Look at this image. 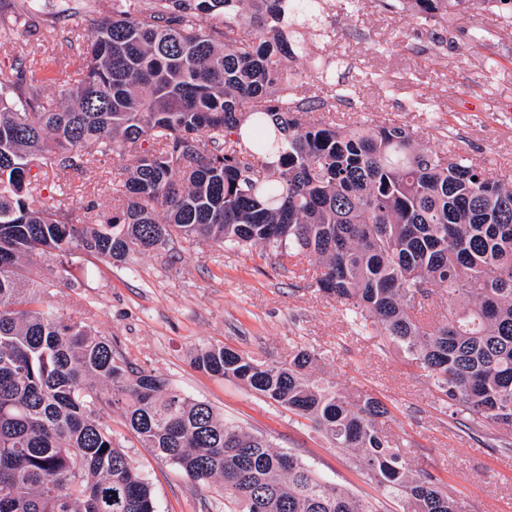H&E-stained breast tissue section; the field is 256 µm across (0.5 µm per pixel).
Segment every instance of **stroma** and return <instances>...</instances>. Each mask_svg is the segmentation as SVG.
<instances>
[{"label": "stroma", "instance_id": "1", "mask_svg": "<svg viewBox=\"0 0 512 512\" xmlns=\"http://www.w3.org/2000/svg\"><path fill=\"white\" fill-rule=\"evenodd\" d=\"M448 40L440 54L425 52L428 34L400 8L377 0H326L293 59L300 89L313 94L318 78L307 57L327 63L329 99L341 125L397 122L440 151L460 148L487 170L512 175V25L498 14L460 11L443 22ZM53 83L43 100H61L64 85L83 65L80 50L45 45ZM495 58V71L486 68ZM121 164L97 156L85 170L50 172L45 204L67 203L74 221L112 210ZM96 204L95 211L84 208ZM314 260L290 272L260 249L233 250L209 241L177 240L164 249L132 254L126 262L95 261L89 274L54 292L61 316L82 320L129 361L154 371L192 398L210 403L225 420L266 436L295 453L323 478L375 500L380 512H402L353 468V453L330 447L323 435L278 404L244 385L197 369L194 349L223 344L240 353L279 362L299 346L321 352L319 377L354 395L380 398L389 408V435L409 442L407 466L442 480L463 512H512V451L490 438L466 433L441 401L417 360L374 327L359 331L335 299L311 287ZM112 436L149 479L159 512H235L217 484L190 480L174 464L157 459L112 413Z\"/></svg>", "mask_w": 512, "mask_h": 512}]
</instances>
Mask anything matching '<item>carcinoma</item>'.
Wrapping results in <instances>:
<instances>
[{"instance_id":"obj_1","label":"carcinoma","mask_w":512,"mask_h":512,"mask_svg":"<svg viewBox=\"0 0 512 512\" xmlns=\"http://www.w3.org/2000/svg\"><path fill=\"white\" fill-rule=\"evenodd\" d=\"M419 24L512 0H399ZM72 0H24L0 16V48L28 14L57 31ZM298 0H111L92 18L80 78L49 109L54 82L30 51L0 69V512H157L151 485L112 438L105 409L142 447L190 479L218 483L240 512H378L294 453L224 420L112 340L62 318L52 289L83 254L122 262L176 239L259 247L280 266L316 259L312 285L379 328L434 378L473 436L512 450V181L458 152L440 154L396 122L305 121L328 108L284 77L298 55ZM125 162L118 206L95 223L40 201L32 170ZM56 263L33 278L35 258ZM455 306L429 330L416 316L434 288ZM320 355L282 362L224 345L194 366L238 381L311 422L404 512H460L429 473L413 474L388 436L387 406L317 375Z\"/></svg>"}]
</instances>
